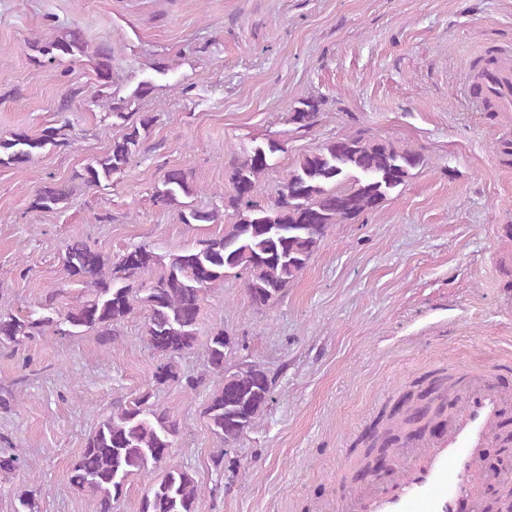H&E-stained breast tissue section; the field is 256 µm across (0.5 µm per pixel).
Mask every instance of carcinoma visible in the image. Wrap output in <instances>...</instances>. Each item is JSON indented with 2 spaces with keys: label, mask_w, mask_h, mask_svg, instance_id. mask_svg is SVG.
I'll use <instances>...</instances> for the list:
<instances>
[{
  "label": "carcinoma",
  "mask_w": 512,
  "mask_h": 512,
  "mask_svg": "<svg viewBox=\"0 0 512 512\" xmlns=\"http://www.w3.org/2000/svg\"><path fill=\"white\" fill-rule=\"evenodd\" d=\"M78 27L27 43L35 69L76 56L85 57L100 87L112 85V51L100 45L92 53ZM151 90L141 83L133 98L107 104L103 120L123 128L110 148L74 172L87 188L109 186L125 175L141 153L154 117L143 113L132 119L128 108ZM322 100L298 99L288 123L309 130L319 121ZM69 124L50 127L39 135L24 130L0 135V166L22 167L47 149L70 146ZM284 145L278 140L253 142L243 157L232 163L231 191L222 205L198 206L190 202L197 187L180 168L166 171L152 195L161 209H175L183 224H222L224 232L199 240L196 245L161 256L137 246L112 258L85 240L67 243L61 255L66 277L83 286L85 295L59 307L60 290L47 291L38 309L24 315L0 312V347L17 355L29 344L47 336L92 333L103 343H123L120 327L136 309L147 312L145 339L158 355L153 387L175 384L194 391L203 377L180 372L177 359L199 343L200 314L208 291L229 277L242 280L251 305L261 311L275 307L300 278L311 257L338 224L357 220L373 211L405 185L413 171L424 166L425 156L410 148L375 139L359 130L328 139L299 157L279 182L276 196L258 199L260 178L277 164ZM72 190L66 184L46 181L28 198L31 211H59L69 205ZM232 221L224 222L225 212ZM227 333L219 324L207 336L208 371L221 382L208 395L203 417L210 432L230 448L250 430L273 402L272 380L260 363L243 360L227 366ZM153 387L113 403L112 412L97 423L70 469V483L98 501L99 512H116L130 482L146 480L139 512H199L204 489L191 470L167 464L179 434L177 417L153 402ZM457 382L442 374L428 383L417 398L402 397L403 406L390 411L384 442L405 433L421 434L443 407L435 397L455 395ZM28 470L14 448H0V474ZM17 494L15 512H40L41 489L36 475Z\"/></svg>",
  "instance_id": "carcinoma-1"
}]
</instances>
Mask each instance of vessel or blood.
Returning <instances> with one entry per match:
<instances>
[{"mask_svg": "<svg viewBox=\"0 0 512 512\" xmlns=\"http://www.w3.org/2000/svg\"><path fill=\"white\" fill-rule=\"evenodd\" d=\"M481 92L501 112H512V64L488 70ZM459 407L448 427L424 442L408 461L392 454L397 478L373 493L330 503L331 512H482L479 465L512 400L498 389L495 367L463 374Z\"/></svg>", "mask_w": 512, "mask_h": 512, "instance_id": "b4317fda", "label": "vessel or blood"}]
</instances>
